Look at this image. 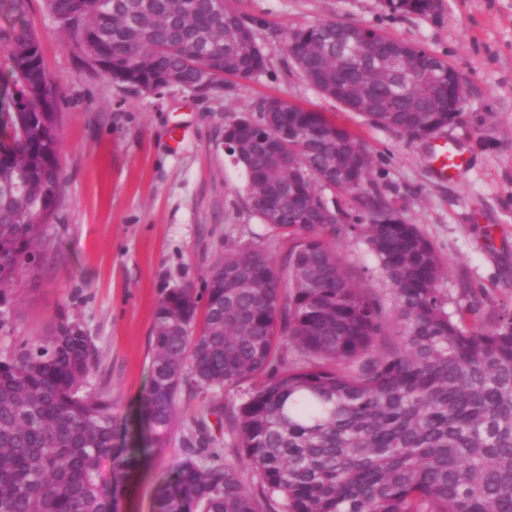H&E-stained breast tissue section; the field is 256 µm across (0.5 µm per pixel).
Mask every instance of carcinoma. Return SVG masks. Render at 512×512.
<instances>
[{"instance_id": "1", "label": "carcinoma", "mask_w": 512, "mask_h": 512, "mask_svg": "<svg viewBox=\"0 0 512 512\" xmlns=\"http://www.w3.org/2000/svg\"><path fill=\"white\" fill-rule=\"evenodd\" d=\"M70 43L106 79L142 92L159 81L198 95L252 78L267 57L226 0H43ZM31 0H0V52L13 111L0 113V330L12 327L11 282L41 262L44 227L63 202L60 90L27 22ZM426 14L434 0H384ZM301 73L324 96L409 140L452 124L458 71L371 27L321 20L287 35ZM366 70L376 72L360 84ZM390 103L395 111L381 112ZM228 124L246 200L291 240L281 269L260 242L228 248L204 288H173L151 329L146 422L171 427L186 379L204 392L257 378L238 408L235 447L262 496L202 437L174 461L159 512H512V312L490 327L448 311L433 244L378 193L372 158L322 112L267 98ZM327 188L359 193L366 223L307 224ZM378 260L397 342L378 352L381 299L354 283L336 237ZM288 275V291L281 288ZM293 350V357L280 351ZM98 347L58 313L45 335L0 356V512H115L101 480L136 458L116 443L112 394L92 387Z\"/></svg>"}]
</instances>
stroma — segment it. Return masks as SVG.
<instances>
[{
	"instance_id": "1",
	"label": "stroma",
	"mask_w": 512,
	"mask_h": 512,
	"mask_svg": "<svg viewBox=\"0 0 512 512\" xmlns=\"http://www.w3.org/2000/svg\"><path fill=\"white\" fill-rule=\"evenodd\" d=\"M252 25L268 65L205 96L178 86L146 94L87 67L65 32L32 0L28 22L60 87L64 202L46 228L44 260L12 285L15 318L0 354L44 335L60 309L78 320L101 356L98 386L112 395L121 443L139 458L130 471L104 462L117 512H158L184 440L204 431L250 492L258 483L230 436L251 381L206 393L183 385L174 423L160 433L142 419L154 311L174 288H201L231 244L263 236L277 263L287 242L267 233L246 201L245 175L222 144L224 128L265 98L325 113L373 158L371 185L433 244L449 309L469 307L492 325L512 310V0H435L426 14L388 11L382 0H229ZM332 18L419 45L445 58L466 85L460 118L441 130L464 151L448 177L430 166L426 141L371 125L311 86L288 57L287 31ZM337 249L355 282L383 299L378 350L395 345L394 304L376 259L349 236ZM164 447H157V440Z\"/></svg>"
}]
</instances>
